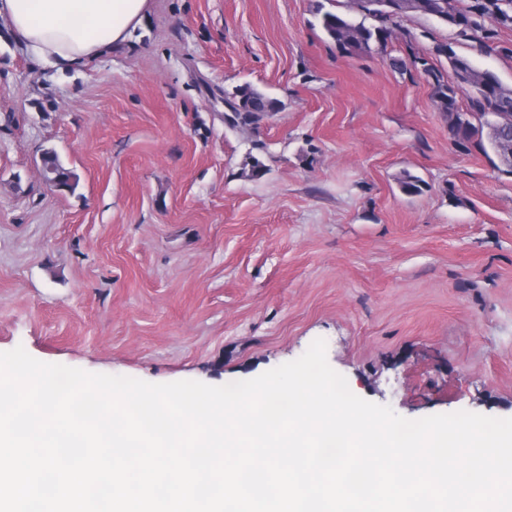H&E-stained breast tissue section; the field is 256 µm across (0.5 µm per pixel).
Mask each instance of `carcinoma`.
Listing matches in <instances>:
<instances>
[{
	"instance_id": "obj_1",
	"label": "carcinoma",
	"mask_w": 512,
	"mask_h": 512,
	"mask_svg": "<svg viewBox=\"0 0 512 512\" xmlns=\"http://www.w3.org/2000/svg\"><path fill=\"white\" fill-rule=\"evenodd\" d=\"M387 0H347L346 12L326 11L321 16V27L340 50L350 54L382 53L397 28V19L406 11H395ZM414 12L456 27L460 33L476 32L482 28L472 12L459 6V0H419ZM372 23H367V20ZM436 52L448 58L454 81L435 78L434 98L440 111L455 116L450 127L453 136L465 142H474L484 155H498L503 149L498 136L503 112L512 113V86L500 80L483 79L484 70L471 61L459 58L446 44ZM463 92L469 100L470 111L457 107V94ZM224 123L232 128L258 126L261 118L279 108V101L250 85H242L224 94ZM43 171L50 184L57 188L75 186V175L64 168L57 155L48 152L43 157Z\"/></svg>"
}]
</instances>
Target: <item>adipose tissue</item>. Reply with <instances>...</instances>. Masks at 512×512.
Returning <instances> with one entry per match:
<instances>
[{
  "mask_svg": "<svg viewBox=\"0 0 512 512\" xmlns=\"http://www.w3.org/2000/svg\"><path fill=\"white\" fill-rule=\"evenodd\" d=\"M147 0H0L18 42L60 70L85 65L125 42Z\"/></svg>",
  "mask_w": 512,
  "mask_h": 512,
  "instance_id": "ef3b65f1",
  "label": "adipose tissue"
}]
</instances>
